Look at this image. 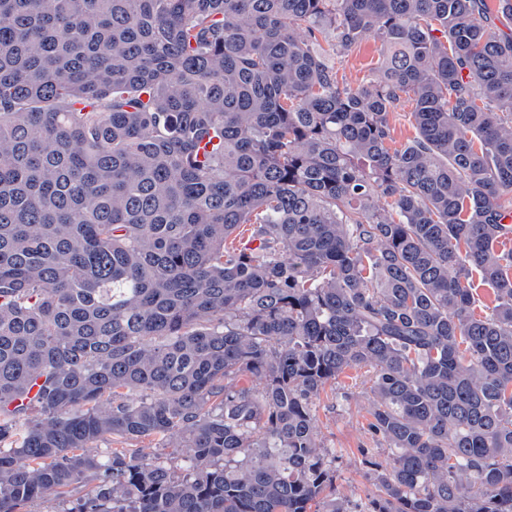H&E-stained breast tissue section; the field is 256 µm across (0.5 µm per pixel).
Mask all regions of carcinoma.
Listing matches in <instances>:
<instances>
[{
    "label": "carcinoma",
    "instance_id": "obj_1",
    "mask_svg": "<svg viewBox=\"0 0 512 512\" xmlns=\"http://www.w3.org/2000/svg\"><path fill=\"white\" fill-rule=\"evenodd\" d=\"M510 240L512 0H0V512H512ZM379 46V40L370 37L351 50L340 54L335 59L339 78L353 87L362 83L366 75L376 66ZM411 102H403L398 106L396 112L392 113L391 125L396 146L405 143L415 135V128L410 122ZM368 386L362 371H352L315 401L319 437L336 457V487L353 500L364 499L373 488L370 475L375 467L364 460L384 463L387 455L368 428Z\"/></svg>",
    "mask_w": 512,
    "mask_h": 512
}]
</instances>
